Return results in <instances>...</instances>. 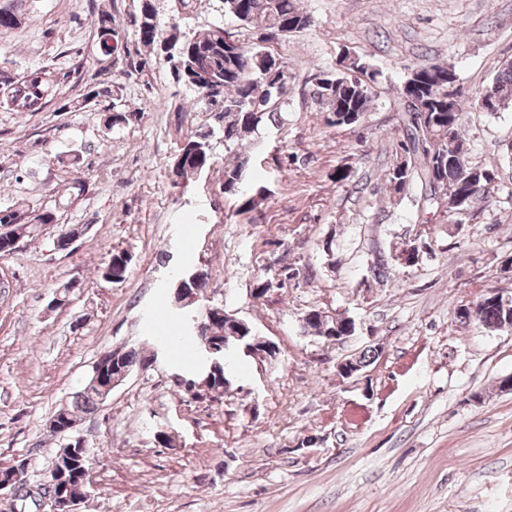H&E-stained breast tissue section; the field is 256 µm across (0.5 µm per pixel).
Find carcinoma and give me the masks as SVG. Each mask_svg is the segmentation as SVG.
I'll return each mask as SVG.
<instances>
[{
    "label": "carcinoma",
    "instance_id": "carcinoma-1",
    "mask_svg": "<svg viewBox=\"0 0 512 512\" xmlns=\"http://www.w3.org/2000/svg\"><path fill=\"white\" fill-rule=\"evenodd\" d=\"M197 0H174V22L163 25L150 0H140L138 11L133 14L137 44L143 51H112L110 43L125 40V31L112 14L101 11L94 15L92 25L100 55L119 66L123 75L143 72L156 65L169 68L178 84L195 92L194 105L210 115L209 125H201L181 135L176 140L175 156L183 158L179 178L173 186L187 183L205 172L215 163L212 141L223 138L225 149L230 151L247 134L267 125L281 123L282 113L288 111L286 92L278 90L265 80V74L281 55L269 43L267 33L283 31L285 35L298 33L311 25V17L295 0H224V13L237 19L242 30L231 32L221 25H212L203 32L188 38L181 37L179 15L195 14ZM18 25L14 5L0 3V31ZM379 73L359 57L345 56L339 68L330 71L322 84H312V96L326 107L328 125L336 128L360 123L370 111L373 85ZM69 74H59L48 66L34 68L22 75L0 66V105L12 112H42L54 96L62 80ZM460 81L454 67L440 62L410 68L398 93L394 115L397 147L395 159L385 179V190L401 199L409 191L418 192L419 205L425 209L436 208L443 213L446 223L457 226L476 204L488 200L496 187L494 169L473 164L460 123L463 110L462 94L455 95L453 111H448L450 82ZM494 98L499 107L486 106L485 100ZM484 112L495 115L512 105V64H500L493 82L472 96ZM91 101L107 103L111 130L129 123L136 113L123 108L121 88L118 85L89 87L83 99L68 106L75 111ZM49 161L63 167L84 164L82 152L69 150L56 152ZM245 165L242 161L224 165L222 192L238 196L244 180ZM63 203L53 199L38 208L11 205L0 208V226L10 227V233L24 239L39 237L45 230L60 229L57 245L70 244L72 228L61 222ZM132 255L126 250H112L108 262L102 267L101 276L112 282L125 280ZM297 276L295 268L282 266L261 278L254 291L259 296L281 288ZM471 303H461L452 312L453 320L462 326L477 325L487 331H497L500 326L512 324V297L487 289ZM304 330L314 336H350L355 333V323L334 317L320 309H310L303 315ZM250 324L232 325L222 317L204 316L200 335L209 336L222 343L238 333L252 335ZM146 359L136 350L109 352L105 371L112 373V365L133 369ZM232 381L224 377V370L211 374L208 382L210 401H221ZM99 379L90 378L73 399L62 405L55 417L73 426L77 418L102 404Z\"/></svg>",
    "mask_w": 512,
    "mask_h": 512
}]
</instances>
